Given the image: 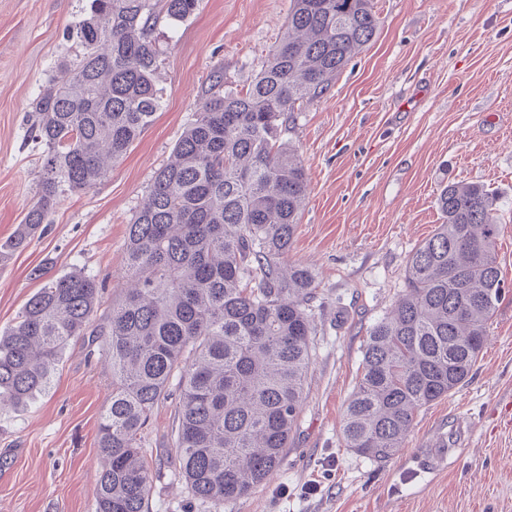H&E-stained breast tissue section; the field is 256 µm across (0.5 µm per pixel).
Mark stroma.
Returning <instances> with one entry per match:
<instances>
[{"instance_id":"stroma-1","label":"stroma","mask_w":512,"mask_h":512,"mask_svg":"<svg viewBox=\"0 0 512 512\" xmlns=\"http://www.w3.org/2000/svg\"><path fill=\"white\" fill-rule=\"evenodd\" d=\"M86 0H0V245L37 191L41 146L27 110ZM290 0H200L188 20L159 23L161 109L93 188L68 195L45 232L0 261V334L43 276L74 270L121 294L127 226L190 123L197 92L223 69L246 91L285 31ZM373 41L284 134L308 175L290 260L317 274L316 334L304 401L280 468L221 512H512V0H375ZM499 198L497 262L506 294L460 390L421 408L403 449L374 462L343 448L346 403L370 327L407 287L415 248L442 224L448 182ZM42 277H35V270ZM112 371L100 341L70 342L51 387L0 414V512H95L98 423ZM177 393L143 431L148 512H211L167 457Z\"/></svg>"}]
</instances>
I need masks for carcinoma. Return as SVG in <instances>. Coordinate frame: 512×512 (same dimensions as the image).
<instances>
[{"mask_svg": "<svg viewBox=\"0 0 512 512\" xmlns=\"http://www.w3.org/2000/svg\"><path fill=\"white\" fill-rule=\"evenodd\" d=\"M199 0H88L77 47L33 99L44 146L38 189L0 260L24 250L68 193L88 190L124 157L162 106L151 35ZM378 29L374 0H291L288 24L244 93L212 72L173 160L127 225L125 288L98 316L101 285L75 271L46 280L0 336V411L46 392L61 354L101 338L112 390L98 423L96 512H147L142 433L177 381L166 455L191 494L220 512L280 466L305 395L316 274L288 261L308 180L283 141L288 114L322 95ZM443 224L413 251L408 288L372 325L343 418L344 447L385 460L416 413L463 386L504 298L495 254L499 201L450 182Z\"/></svg>", "mask_w": 512, "mask_h": 512, "instance_id": "obj_1", "label": "carcinoma"}]
</instances>
